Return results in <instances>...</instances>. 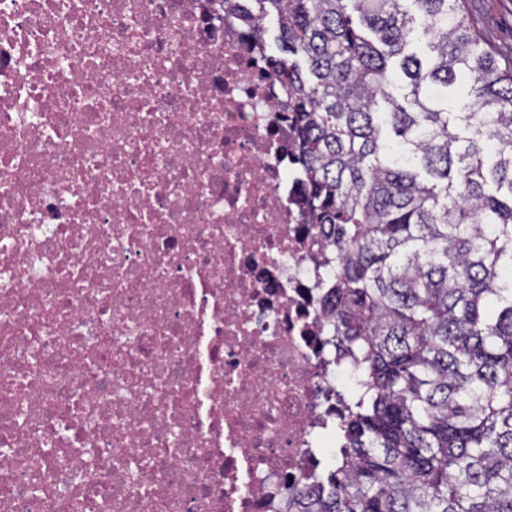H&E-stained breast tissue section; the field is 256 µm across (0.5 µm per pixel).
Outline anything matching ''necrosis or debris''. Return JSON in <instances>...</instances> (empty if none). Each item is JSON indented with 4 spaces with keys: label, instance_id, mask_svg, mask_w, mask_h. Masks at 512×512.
<instances>
[{
    "label": "necrosis or debris",
    "instance_id": "obj_1",
    "mask_svg": "<svg viewBox=\"0 0 512 512\" xmlns=\"http://www.w3.org/2000/svg\"><path fill=\"white\" fill-rule=\"evenodd\" d=\"M250 0H0V512H298L335 261Z\"/></svg>",
    "mask_w": 512,
    "mask_h": 512
}]
</instances>
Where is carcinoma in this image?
I'll list each match as a JSON object with an SVG mask.
<instances>
[{
	"label": "carcinoma",
	"mask_w": 512,
	"mask_h": 512,
	"mask_svg": "<svg viewBox=\"0 0 512 512\" xmlns=\"http://www.w3.org/2000/svg\"><path fill=\"white\" fill-rule=\"evenodd\" d=\"M254 3L360 390L301 512H512V69L451 0Z\"/></svg>",
	"instance_id": "1"
}]
</instances>
